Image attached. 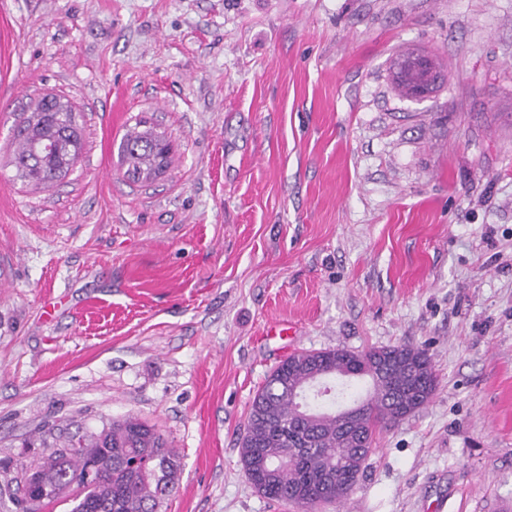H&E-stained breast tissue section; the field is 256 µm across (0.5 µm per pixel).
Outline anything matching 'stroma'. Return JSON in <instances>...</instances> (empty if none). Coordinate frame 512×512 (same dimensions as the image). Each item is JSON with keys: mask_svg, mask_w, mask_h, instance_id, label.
Wrapping results in <instances>:
<instances>
[{"mask_svg": "<svg viewBox=\"0 0 512 512\" xmlns=\"http://www.w3.org/2000/svg\"><path fill=\"white\" fill-rule=\"evenodd\" d=\"M404 52L445 82L401 96ZM48 93L83 150L28 182ZM145 129L170 163L135 182ZM402 344L434 395L315 512H512V0H0V512L63 426L128 416L180 457L157 512H302L245 476L255 393ZM127 148L129 149L127 151ZM150 137V131L138 132L134 136L125 137L121 143V154L124 163L133 165L147 174L155 168L160 151Z\"/></svg>", "mask_w": 512, "mask_h": 512, "instance_id": "1", "label": "stroma"}]
</instances>
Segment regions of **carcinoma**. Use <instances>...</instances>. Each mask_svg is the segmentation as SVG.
I'll list each match as a JSON object with an SVG mask.
<instances>
[{
  "mask_svg": "<svg viewBox=\"0 0 512 512\" xmlns=\"http://www.w3.org/2000/svg\"><path fill=\"white\" fill-rule=\"evenodd\" d=\"M416 57L397 59L394 80L405 96L413 95L424 71ZM39 135L51 151L34 150ZM14 164L19 176L37 183L54 180L56 170L81 145L72 106L43 97L19 130ZM124 163L151 173L160 151L150 132L121 143ZM377 350L299 351L267 376L251 402L240 460L250 484L265 498L312 508L340 503L356 485L376 435L403 419L408 409L426 404L438 378L423 349L391 347L390 366L374 371ZM367 378V394L353 401L356 413L336 412V394L307 393L309 381ZM180 467L179 456L155 429L134 417L103 425L97 433L75 432L50 459L37 465L41 483L53 489L52 503L76 488L71 512H156L157 500L170 494Z\"/></svg>",
  "mask_w": 512,
  "mask_h": 512,
  "instance_id": "1",
  "label": "carcinoma"
}]
</instances>
